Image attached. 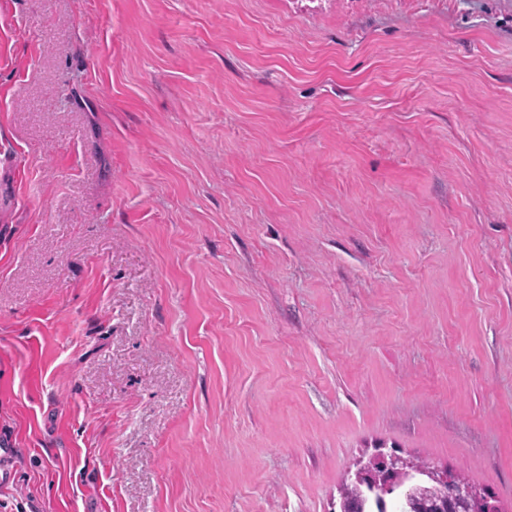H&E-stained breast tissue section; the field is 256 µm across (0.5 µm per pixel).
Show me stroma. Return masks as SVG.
<instances>
[{"label":"stroma","instance_id":"obj_1","mask_svg":"<svg viewBox=\"0 0 512 512\" xmlns=\"http://www.w3.org/2000/svg\"><path fill=\"white\" fill-rule=\"evenodd\" d=\"M0 433V512H512V0H0ZM455 477L448 474V471H441L437 476V481L443 493V502L447 500L448 505L456 509L460 505H463L465 510H468L469 512H482V510H485V512H492V506L485 500L489 498L491 503H495L496 505L494 512H501L499 506L497 505L498 501L490 490L482 488V490L488 493L487 494L485 492L478 491L475 488L480 493L481 497L485 500L484 508L479 509L476 506L478 496L475 490L471 486L458 481ZM394 486L386 491L372 488L373 478L349 479L341 490L338 512H368L375 507L377 512H444L437 511L442 502L435 484L428 480H417L400 475L389 477ZM407 486L405 492H399ZM353 507L354 510H349Z\"/></svg>","mask_w":512,"mask_h":512}]
</instances>
